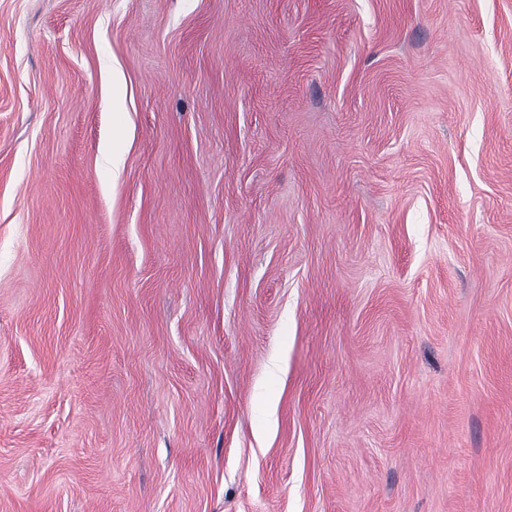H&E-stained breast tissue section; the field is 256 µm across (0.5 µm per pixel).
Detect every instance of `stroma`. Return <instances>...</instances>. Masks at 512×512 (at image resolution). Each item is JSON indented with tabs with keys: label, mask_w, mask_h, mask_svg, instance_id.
Wrapping results in <instances>:
<instances>
[{
	"label": "stroma",
	"mask_w": 512,
	"mask_h": 512,
	"mask_svg": "<svg viewBox=\"0 0 512 512\" xmlns=\"http://www.w3.org/2000/svg\"><path fill=\"white\" fill-rule=\"evenodd\" d=\"M0 512H512V0H0Z\"/></svg>",
	"instance_id": "obj_1"
}]
</instances>
